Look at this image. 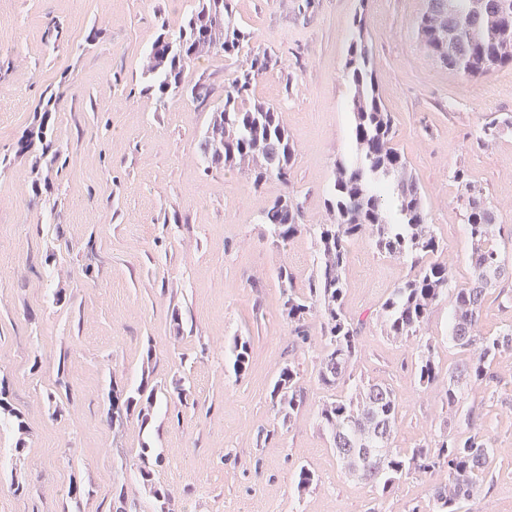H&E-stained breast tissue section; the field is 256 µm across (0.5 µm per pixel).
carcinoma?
I'll use <instances>...</instances> for the list:
<instances>
[{
	"mask_svg": "<svg viewBox=\"0 0 512 512\" xmlns=\"http://www.w3.org/2000/svg\"><path fill=\"white\" fill-rule=\"evenodd\" d=\"M195 2L178 32L156 38L143 66L145 91L162 102L184 94L206 100L208 85L183 84L185 69L203 57L234 56L247 38L235 20L233 0ZM506 12L512 14V0H427V9L418 20V34L424 48L442 65L464 77L480 78L512 65V23L502 21ZM353 26L345 69L354 89L351 113L356 161L335 164L333 191L326 203L331 221L303 223L301 203L286 195L262 212L261 223L269 227L275 243L284 244L304 230L314 234L318 263L308 288L297 291L285 268L279 269L277 276L283 288V314L296 335L307 339L308 316L317 313L322 319L328 343L319 360L318 377L327 386L338 387L351 379L360 335L367 324L364 318L348 316L344 307L348 288L344 271L350 247L359 238L367 235L379 252L420 264L418 274L394 289L382 304L386 335L400 339L419 336L433 304L452 295L448 341L470 357L448 372L443 400L460 415L468 434L456 432L454 425L446 423L427 444L411 449L392 447L399 421L398 401L394 391L381 384H357L353 392L329 399L322 404L319 419L330 431L336 456L348 473L368 481L383 495L412 474L446 469L448 483L433 489L432 512H458L461 502L480 494L494 459L489 438L473 423L479 406L475 397L487 390L496 357L512 352V325L492 336L481 334L477 326L489 290L498 288L506 301L512 300L504 285L512 281V264L506 261V247L498 241L495 207L463 169L455 171L454 179L462 188L459 201L466 221L471 281L457 288L446 263L424 262L425 257L442 253L443 246L427 223L417 180L392 143L393 119L378 93L365 18L354 19ZM443 31L448 32L445 44L440 41ZM270 64L267 54L252 55L248 67L225 91L224 104L212 112L198 143L208 165L243 170L256 188L272 178L288 182L295 156V145L279 112L259 101L246 103L253 82ZM47 130L44 120L32 127L18 142L17 153L33 154L47 148ZM232 352L234 371L240 375L249 366V345L236 338ZM414 366L420 387L427 389L440 381L431 340L421 341ZM160 395L162 391L147 381L133 392L112 381V424H122L135 412L147 421ZM271 397L277 414L284 420L292 418L301 403L294 366L286 364L280 369ZM0 415L15 418L18 430L25 429L3 386Z\"/></svg>",
	"mask_w": 512,
	"mask_h": 512,
	"instance_id": "carcinoma-1",
	"label": "carcinoma"
}]
</instances>
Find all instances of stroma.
<instances>
[{
  "label": "stroma",
  "mask_w": 512,
  "mask_h": 512,
  "mask_svg": "<svg viewBox=\"0 0 512 512\" xmlns=\"http://www.w3.org/2000/svg\"><path fill=\"white\" fill-rule=\"evenodd\" d=\"M194 0H0V382L26 422L0 425V512H412L427 507L448 473L412 475L387 495L349 476L318 412L333 388L320 382L327 346L318 316L297 337L282 313L278 267L306 287L317 262L312 233L275 244L262 211L290 194L304 221L330 220L337 160L351 159V85L345 62L356 15L366 18L394 145L416 176L457 286L471 276L456 169L466 168L512 235V65L468 79L435 61L416 22L427 0H234L249 34L238 57L201 59L184 73L205 81L206 102H165L145 92L142 59L162 29H178ZM276 64L251 97L273 106L296 146L288 183L253 187L243 173L208 167L197 151L251 53ZM61 158L18 154L46 92ZM410 262L369 239L350 249L345 308L379 313ZM451 302H436L423 328L442 368ZM250 344L245 374L228 345ZM415 340L373 321L361 337L355 380L391 386L397 448L430 442L450 413L442 386L413 373ZM295 366L302 403L278 418L270 392ZM476 423L491 437L494 474L460 512H512V353L496 358ZM188 376L187 401H158L148 421L107 415L110 381L161 387ZM149 463L153 486L138 468ZM314 485L297 492L300 467ZM84 488L68 495L70 483Z\"/></svg>",
  "instance_id": "1"
}]
</instances>
